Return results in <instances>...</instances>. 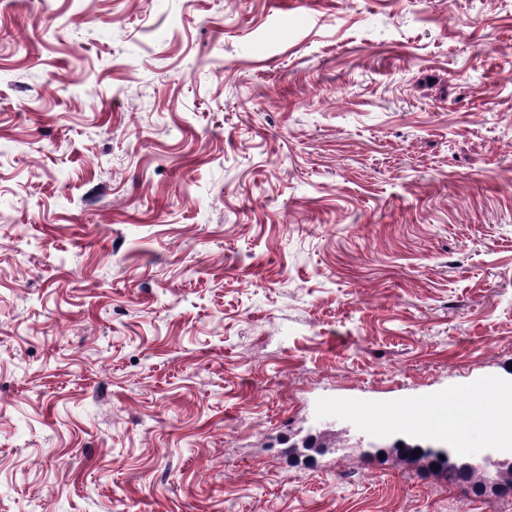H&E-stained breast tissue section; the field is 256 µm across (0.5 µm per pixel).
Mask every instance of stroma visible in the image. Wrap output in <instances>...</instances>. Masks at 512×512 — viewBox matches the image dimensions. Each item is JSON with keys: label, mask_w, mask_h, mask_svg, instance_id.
<instances>
[{"label": "stroma", "mask_w": 512, "mask_h": 512, "mask_svg": "<svg viewBox=\"0 0 512 512\" xmlns=\"http://www.w3.org/2000/svg\"><path fill=\"white\" fill-rule=\"evenodd\" d=\"M504 394L512 0H0V512H512L362 421Z\"/></svg>", "instance_id": "stroma-1"}]
</instances>
